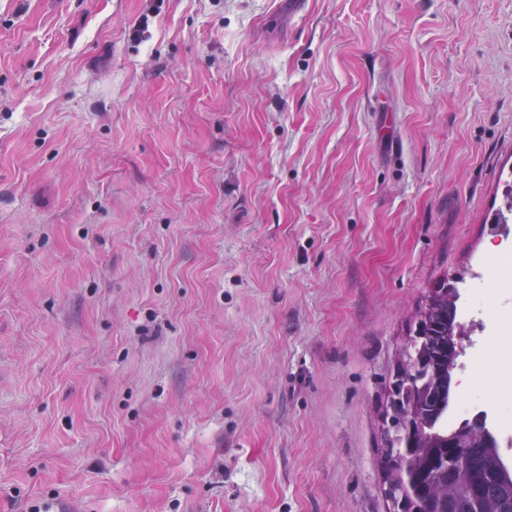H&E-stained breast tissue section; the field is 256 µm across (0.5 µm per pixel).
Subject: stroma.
Segmentation results:
<instances>
[{
    "mask_svg": "<svg viewBox=\"0 0 512 512\" xmlns=\"http://www.w3.org/2000/svg\"><path fill=\"white\" fill-rule=\"evenodd\" d=\"M511 173L512 0H0V512H390Z\"/></svg>",
    "mask_w": 512,
    "mask_h": 512,
    "instance_id": "stroma-1",
    "label": "stroma"
}]
</instances>
